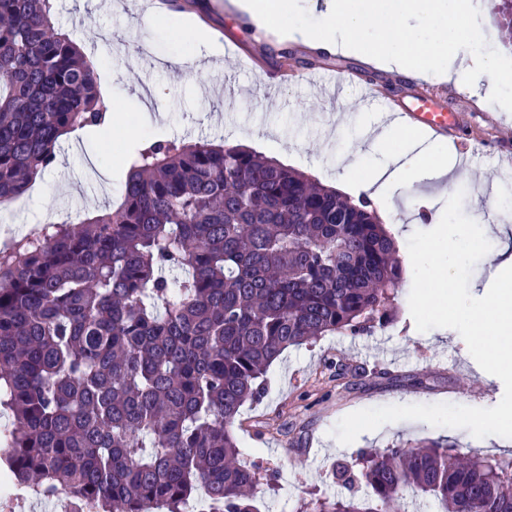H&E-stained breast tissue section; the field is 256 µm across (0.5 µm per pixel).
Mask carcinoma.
Masks as SVG:
<instances>
[{
  "instance_id": "carcinoma-1",
  "label": "carcinoma",
  "mask_w": 512,
  "mask_h": 512,
  "mask_svg": "<svg viewBox=\"0 0 512 512\" xmlns=\"http://www.w3.org/2000/svg\"><path fill=\"white\" fill-rule=\"evenodd\" d=\"M54 0H0V208L53 166L59 138L110 123L94 66ZM398 249L353 200L228 142L148 141L116 208L0 248L3 456L18 485L92 512H259L263 476L233 426L288 348L387 327ZM336 483L361 497L297 512H512V457L393 444Z\"/></svg>"
}]
</instances>
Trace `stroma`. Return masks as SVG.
Masks as SVG:
<instances>
[{"mask_svg": "<svg viewBox=\"0 0 512 512\" xmlns=\"http://www.w3.org/2000/svg\"><path fill=\"white\" fill-rule=\"evenodd\" d=\"M124 2L122 10L109 11L106 0H54L56 30L93 60L104 98L119 109L109 127L61 140L55 164L17 204L0 209V242L13 231L27 234L51 216L85 218L98 207L117 205L129 162L147 139L240 144L334 187L348 152L369 167L385 163L374 142L384 128L385 103L433 99L459 131L442 138L438 160L455 164L460 178L454 185L432 179L393 192L388 229L400 245L404 277L395 324L368 336H324L284 352L267 373L264 397L245 404L234 425L239 460L266 477L257 489L260 512H295L300 499L340 494L331 473L336 460L376 448L445 437L469 455L512 449V438L478 439L462 428L418 420L384 424L347 445L332 434L341 418L361 409L436 403L490 408L503 397L502 381L476 363L457 331L417 330L408 302L413 271L406 247L414 232L433 229L444 200L456 191H463V211L476 221L512 209V180L501 165L512 158V112L502 111L495 80L478 75L471 93L369 67L343 50L317 53L299 39L279 41L248 15L228 9L227 0H168L154 5L163 22L146 25L139 15L151 0ZM470 3L486 52L512 69V44L501 37L497 0ZM285 51L293 56L288 68ZM337 69L352 82L337 101L305 80ZM363 80L378 89L377 102L361 97L356 85ZM428 196L437 202L425 222L420 215ZM336 364L344 369L342 377L333 375Z\"/></svg>", "mask_w": 512, "mask_h": 512, "instance_id": "35a3bbf8", "label": "stroma"}]
</instances>
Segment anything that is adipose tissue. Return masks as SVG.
<instances>
[{
  "label": "adipose tissue",
  "mask_w": 512,
  "mask_h": 512,
  "mask_svg": "<svg viewBox=\"0 0 512 512\" xmlns=\"http://www.w3.org/2000/svg\"><path fill=\"white\" fill-rule=\"evenodd\" d=\"M428 10L433 17L430 35L424 38L406 25L405 18ZM323 19L322 27L310 32L311 43L339 45L406 76L452 81L471 91L477 73L502 69L500 60L484 51L464 0H399L394 12L378 0H330ZM437 151V146H426L391 171H374L358 158H347L341 190L352 197L371 192L382 203V217H390L386 185H411L440 172ZM496 275L493 298L467 309L465 315L488 338L484 351L488 366L512 370V255L502 257Z\"/></svg>",
  "instance_id": "1"
}]
</instances>
